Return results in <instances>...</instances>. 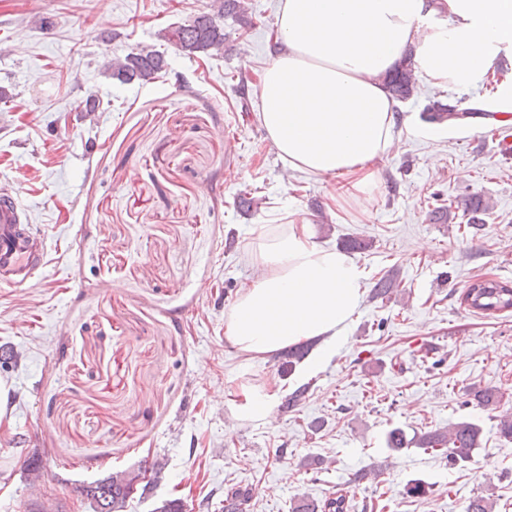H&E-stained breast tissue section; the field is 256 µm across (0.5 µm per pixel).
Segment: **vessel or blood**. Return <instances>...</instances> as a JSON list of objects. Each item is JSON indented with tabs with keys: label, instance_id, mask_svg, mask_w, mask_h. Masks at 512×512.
<instances>
[{
	"label": "vessel or blood",
	"instance_id": "1",
	"mask_svg": "<svg viewBox=\"0 0 512 512\" xmlns=\"http://www.w3.org/2000/svg\"><path fill=\"white\" fill-rule=\"evenodd\" d=\"M20 196V186L0 187L1 283H26L44 261V239L27 229V216Z\"/></svg>",
	"mask_w": 512,
	"mask_h": 512
}]
</instances>
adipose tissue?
<instances>
[{
  "label": "adipose tissue",
  "instance_id": "1",
  "mask_svg": "<svg viewBox=\"0 0 512 512\" xmlns=\"http://www.w3.org/2000/svg\"><path fill=\"white\" fill-rule=\"evenodd\" d=\"M279 50L261 76L260 118L292 171L333 176L334 204L371 194L376 163L392 147L398 106L383 76L412 52L433 86H465L512 48V0H279ZM256 275L239 291L224 338L245 361L317 345L322 365L346 338L365 294V271L318 243L309 224L259 230L249 244ZM275 395L224 389L231 414L267 423Z\"/></svg>",
  "mask_w": 512,
  "mask_h": 512
}]
</instances>
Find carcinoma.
I'll use <instances>...</instances> for the list:
<instances>
[{
  "label": "carcinoma",
  "instance_id": "carcinoma-1",
  "mask_svg": "<svg viewBox=\"0 0 512 512\" xmlns=\"http://www.w3.org/2000/svg\"><path fill=\"white\" fill-rule=\"evenodd\" d=\"M232 17L242 26L252 25L248 16L247 0H213L210 8L199 13L187 24L179 25L165 34L171 44L186 56L194 58L199 54H208L224 48V26L220 19ZM167 62L163 53L156 50L141 49L130 52L110 62L108 70L111 75L123 82H137L146 85L159 78L166 71ZM383 81L390 94L399 101H405L416 93L417 82L412 55L405 56L392 73L384 76ZM494 116L483 108L459 109L451 102L433 99L425 106L423 118L433 124L453 122L474 116ZM459 207L468 217V224L482 223L481 215L488 210V205L475 195L469 196L457 204H442L430 211L432 218L442 224L448 222L453 207ZM400 283L387 275L379 279L373 288L374 297H386L397 291ZM462 303L473 312L484 316L505 313L512 310V285L487 277H480L466 288ZM468 397L474 403L495 412L496 427L499 437L512 443V415L498 412L500 392L492 387H472ZM480 428L470 421H459L446 429L427 431L421 435L407 438L406 433L395 428L388 433L387 445L399 451L414 444L426 451H442L448 461L458 464L469 461L478 449ZM138 474L120 471L109 474L88 485L79 488L93 512H124L131 498L130 488L137 480ZM252 498V491L245 487H231L224 492L223 512H245V506ZM347 504L343 496L327 498L319 503L313 499L300 498L289 505V512H346Z\"/></svg>",
  "mask_w": 512,
  "mask_h": 512
}]
</instances>
